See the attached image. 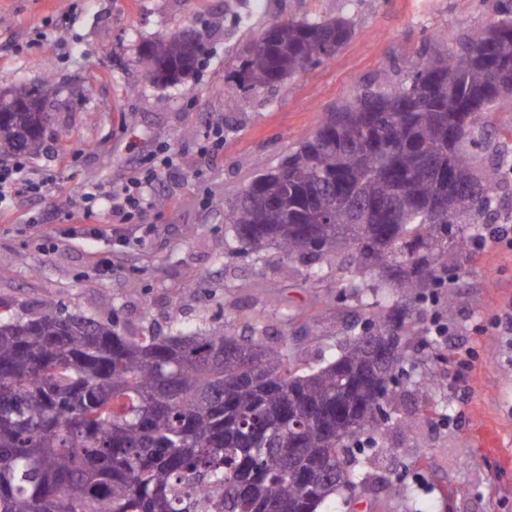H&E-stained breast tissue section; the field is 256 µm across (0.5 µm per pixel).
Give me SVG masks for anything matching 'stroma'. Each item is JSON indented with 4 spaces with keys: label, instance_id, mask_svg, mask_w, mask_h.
I'll use <instances>...</instances> for the list:
<instances>
[{
    "label": "stroma",
    "instance_id": "stroma-1",
    "mask_svg": "<svg viewBox=\"0 0 512 512\" xmlns=\"http://www.w3.org/2000/svg\"><path fill=\"white\" fill-rule=\"evenodd\" d=\"M0 0V92L42 83L49 114L46 153L35 173L53 178L42 196L21 199L0 219V298L17 315L44 305L109 320L139 336L169 334L175 323L266 330L287 338L298 367L329 358L364 319L356 298L340 296L335 273L316 282L276 246L255 255L225 231L220 200L242 192L311 132L325 112L368 87L406 79L429 48L466 40L497 17L498 0ZM343 16L351 40L329 61L281 85L241 84L248 42L279 18ZM46 37L26 50L35 30ZM204 35L196 72L175 86L143 82L140 46L181 30ZM224 128V149L200 147ZM176 158L161 173L175 202L146 224H116L102 238L64 239L67 213L82 191L117 187L136 168L156 166L153 145ZM52 215L34 229L30 214ZM468 274L449 304L447 289L420 306L422 342L409 377L384 403L382 447L357 460L352 499L322 512H512V252L488 247L460 258ZM448 325L434 334L435 322ZM471 351L460 359L462 351ZM437 381L428 399L415 383Z\"/></svg>",
    "mask_w": 512,
    "mask_h": 512
}]
</instances>
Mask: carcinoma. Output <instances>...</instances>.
Listing matches in <instances>:
<instances>
[{"mask_svg":"<svg viewBox=\"0 0 512 512\" xmlns=\"http://www.w3.org/2000/svg\"><path fill=\"white\" fill-rule=\"evenodd\" d=\"M352 23L324 17L272 22L250 42L243 83L259 90L336 54ZM173 32L140 47L145 81L174 82L199 64L203 35ZM512 76V0L458 48L427 52L402 83L326 113L256 193L224 205L227 233L258 251L273 242L368 307L362 329L319 366L293 369L288 342L183 327L133 336L58 306L0 314V512H318L358 486L348 443L378 446L389 384L413 362L417 332L402 303L358 273L396 280L425 301L465 275L448 267L497 211L490 194L512 128L488 126L493 73ZM44 87L0 93V150L45 149ZM454 207L428 218L448 193ZM397 338L380 368L374 347Z\"/></svg>","mask_w":512,"mask_h":512,"instance_id":"obj_1","label":"carcinoma"}]
</instances>
